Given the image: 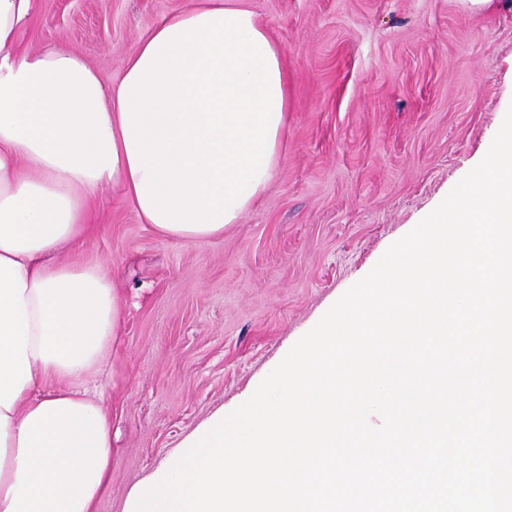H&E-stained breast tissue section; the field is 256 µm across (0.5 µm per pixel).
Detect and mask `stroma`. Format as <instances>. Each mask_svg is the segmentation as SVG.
<instances>
[{
  "instance_id": "obj_1",
  "label": "stroma",
  "mask_w": 512,
  "mask_h": 512,
  "mask_svg": "<svg viewBox=\"0 0 512 512\" xmlns=\"http://www.w3.org/2000/svg\"><path fill=\"white\" fill-rule=\"evenodd\" d=\"M186 0H38L23 48L81 54L117 82ZM288 68L284 154L222 239L157 235L120 190L58 259L110 268L124 297L109 386L112 490L248 398L326 311L485 157L512 107V9L466 0H247Z\"/></svg>"
}]
</instances>
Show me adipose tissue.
<instances>
[{
    "label": "adipose tissue",
    "mask_w": 512,
    "mask_h": 512,
    "mask_svg": "<svg viewBox=\"0 0 512 512\" xmlns=\"http://www.w3.org/2000/svg\"><path fill=\"white\" fill-rule=\"evenodd\" d=\"M36 8L0 0V512H96L124 304L103 267L55 255L109 185L163 237L222 238L282 157L288 73L244 0H188L109 86L78 54L21 49Z\"/></svg>",
    "instance_id": "1"
}]
</instances>
